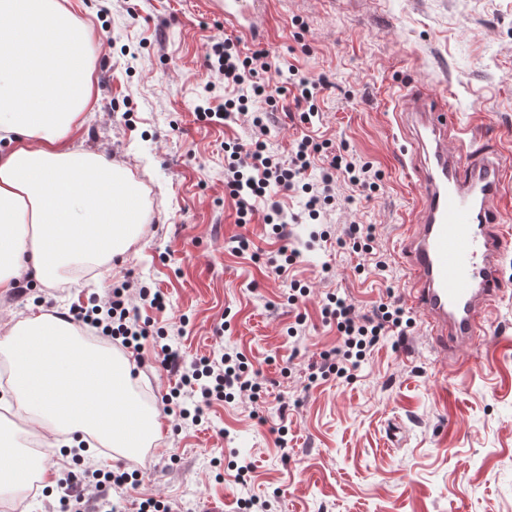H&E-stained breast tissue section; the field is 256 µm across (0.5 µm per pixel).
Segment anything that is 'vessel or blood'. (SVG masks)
<instances>
[{"mask_svg": "<svg viewBox=\"0 0 512 512\" xmlns=\"http://www.w3.org/2000/svg\"><path fill=\"white\" fill-rule=\"evenodd\" d=\"M224 27L259 37L252 18L267 0H216ZM404 126L417 175L418 218L399 239L407 266L409 306L428 329V343L441 357L478 346L488 318L512 292L502 261L512 250V164L500 153L476 152L470 137L449 142L450 111L420 89L402 95Z\"/></svg>", "mask_w": 512, "mask_h": 512, "instance_id": "obj_1", "label": "vessel or blood"}]
</instances>
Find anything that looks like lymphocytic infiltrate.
Instances as JSON below:
<instances>
[{"label":"lymphocytic infiltrate","instance_id":"f902f5d3","mask_svg":"<svg viewBox=\"0 0 512 512\" xmlns=\"http://www.w3.org/2000/svg\"><path fill=\"white\" fill-rule=\"evenodd\" d=\"M211 51L217 59V72L225 86L235 87L250 84L251 96H238L224 102L225 109L246 110L249 97L272 102L282 94V87L268 82L254 81L256 70H269L267 51L257 50L252 55H243L232 39L214 40ZM271 119L270 112L254 116L256 136L247 144H234L230 148L227 165V186L237 197L239 205V226L249 224L256 213L254 201L264 196L269 185H277L283 191H300L307 195V210L310 218H317L323 205L331 199V184L336 177H346L349 182L362 190H374L377 175L367 165H359L344 155H333L327 167L323 168L321 180L308 182L306 174L315 167L320 146L312 137L305 136L297 143L289 163L276 161L265 152L263 137ZM321 313L324 318L335 322L339 333L332 352L323 354L317 366L320 374H333L340 378L351 377L362 361L378 345L382 336L400 328L406 322L404 309L387 303L379 304L373 313L359 314L355 305L346 298L329 294L322 301ZM69 321L99 329L103 336L120 342L129 349L132 356H139L142 342L155 335L156 330L150 319L144 318L138 308L129 306L123 289H113L107 300H89L87 304L70 307ZM156 356L161 367L177 384L164 402L186 395L194 398L196 404H210L212 399L230 398L235 392L247 389L257 390L258 385L249 379L245 364L240 358L229 353L220 357H203L193 365H186L182 356L169 345H161ZM127 473L112 470H96L80 476L66 472L56 483L59 512H88L90 504H97L100 512H113L112 491L128 484Z\"/></svg>","mask_w":512,"mask_h":512}]
</instances>
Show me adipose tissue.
<instances>
[{"label": "adipose tissue", "mask_w": 512, "mask_h": 512, "mask_svg": "<svg viewBox=\"0 0 512 512\" xmlns=\"http://www.w3.org/2000/svg\"><path fill=\"white\" fill-rule=\"evenodd\" d=\"M73 0H0V294L32 280L55 286L79 266L102 277L148 221L139 184L104 154L77 146L93 100L99 45ZM10 383L0 402L51 434L53 452L92 435L134 458L161 423L133 390L130 361L87 342L61 317L30 312L0 336ZM14 420L0 415V495L47 474Z\"/></svg>", "instance_id": "obj_1"}]
</instances>
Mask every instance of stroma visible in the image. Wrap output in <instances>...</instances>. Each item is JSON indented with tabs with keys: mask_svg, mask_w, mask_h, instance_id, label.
<instances>
[{
	"mask_svg": "<svg viewBox=\"0 0 512 512\" xmlns=\"http://www.w3.org/2000/svg\"><path fill=\"white\" fill-rule=\"evenodd\" d=\"M79 17L103 42L79 144L143 183L149 221L103 281L0 295V330L31 307L62 312L124 283L129 303L186 362L238 352L266 385L212 400L197 422L175 404L161 411L159 442L111 460V469L139 472L115 500L154 498L187 512H512V296L493 313L487 341L456 362L430 350L418 318L384 336L351 379L310 378L311 363L336 345V325L320 313L326 294L363 314L404 303L408 274L395 245L413 196L392 117L400 86L447 89L477 144L512 146V0H270L255 18L265 39L240 44L280 66L257 75L284 89L268 154L288 160L309 135L371 166L379 188L368 198L337 180L313 220L306 195L269 186L255 206L280 201L288 236L255 219L244 253L229 244L239 227L225 149L251 139L252 112L265 104L221 123L197 116L199 105L237 95L204 90L223 18L208 0H82ZM299 75L321 84L307 120L290 92ZM350 224L374 225L384 269L346 243ZM283 248L297 258L277 277L267 263ZM296 284L307 295L293 297ZM144 286L164 294L165 309L141 299ZM155 351L145 340L136 373L150 404L174 385Z\"/></svg>",
	"mask_w": 512,
	"mask_h": 512,
	"instance_id": "35a3bbf8",
	"label": "stroma"
}]
</instances>
